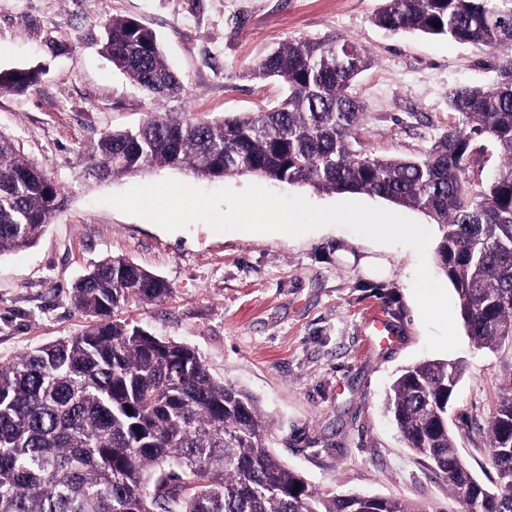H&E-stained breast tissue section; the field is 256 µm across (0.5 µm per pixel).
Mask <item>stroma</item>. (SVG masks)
<instances>
[{
  "label": "stroma",
  "mask_w": 512,
  "mask_h": 512,
  "mask_svg": "<svg viewBox=\"0 0 512 512\" xmlns=\"http://www.w3.org/2000/svg\"><path fill=\"white\" fill-rule=\"evenodd\" d=\"M382 0H0V72L41 68L27 90L0 95V131L65 190L68 204L37 243L0 256V363L81 332L74 281L122 256L164 279L169 296L130 303L123 318L186 343L216 379L256 395L271 451L317 489L404 499L424 512H458L446 486L408 448L384 409L408 365L431 359L413 295L417 256L325 226L294 237L218 232L197 222L167 231L104 204L103 196L183 173L155 168L103 182L87 179L84 145L142 122L149 98L100 53L102 22L134 18L161 38L186 96L175 112L208 119L271 106L287 92L249 68L280 43L333 36L367 46L371 67L353 83L366 106L361 145L387 158L417 157L447 131L451 89L497 79L490 49L373 23ZM62 45L50 56L48 42ZM387 259L390 279L360 270ZM382 309L392 336L378 344L368 316ZM453 359L466 372L448 409L460 452L485 484L496 481L483 432L512 348L476 349L461 336Z\"/></svg>",
  "instance_id": "35a3bbf8"
}]
</instances>
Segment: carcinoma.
I'll return each mask as SVG.
<instances>
[{
	"instance_id": "1",
	"label": "carcinoma",
	"mask_w": 512,
	"mask_h": 512,
	"mask_svg": "<svg viewBox=\"0 0 512 512\" xmlns=\"http://www.w3.org/2000/svg\"><path fill=\"white\" fill-rule=\"evenodd\" d=\"M373 22L511 53L498 59L493 86L449 93L453 128L421 156L391 159L357 148L365 108L351 85L372 63L361 44L334 36L282 43L249 73L283 83L286 96L203 119L161 109L185 94L161 39L134 18H113L102 51L153 107L138 127L91 143L86 171L99 181L158 167L205 179L254 174L418 210L441 228L434 260L459 296L474 346L512 345V0H383ZM40 73L0 72V94L28 89ZM484 139L503 161L476 184L468 171ZM66 202L56 181L0 132V255L34 245ZM170 292L139 265L107 257L69 295L87 328L0 364V512H425L399 499L316 489L268 449L256 397L216 379L190 345L118 317L131 302L152 304ZM464 371L448 359L408 367L391 384L386 409L461 512H512V487L502 488L503 478L512 480V372L487 426L491 488L448 431Z\"/></svg>"
}]
</instances>
